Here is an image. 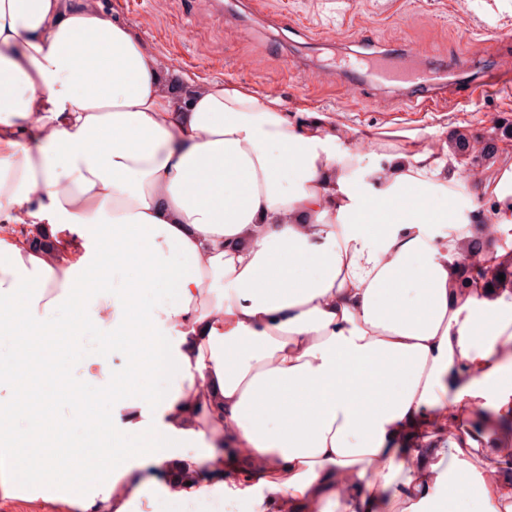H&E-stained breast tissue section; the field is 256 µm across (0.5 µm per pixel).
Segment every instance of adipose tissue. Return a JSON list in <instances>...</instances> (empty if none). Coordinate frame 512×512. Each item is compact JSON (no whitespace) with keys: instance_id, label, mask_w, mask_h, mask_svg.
Segmentation results:
<instances>
[{"instance_id":"ef3b65f1","label":"adipose tissue","mask_w":512,"mask_h":512,"mask_svg":"<svg viewBox=\"0 0 512 512\" xmlns=\"http://www.w3.org/2000/svg\"><path fill=\"white\" fill-rule=\"evenodd\" d=\"M175 76L94 0H0V391L48 403L32 337L53 329L111 392L95 448L0 404V496L69 512H512L469 426L512 420V290L457 288L477 226L437 199L429 152L359 181L330 117ZM512 229V167L475 182ZM447 226L440 234L439 226ZM111 287H95V280ZM126 353L123 370L114 350ZM381 369L368 373L370 363Z\"/></svg>"}]
</instances>
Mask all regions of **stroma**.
I'll use <instances>...</instances> for the list:
<instances>
[{"mask_svg": "<svg viewBox=\"0 0 512 512\" xmlns=\"http://www.w3.org/2000/svg\"><path fill=\"white\" fill-rule=\"evenodd\" d=\"M128 23L177 77L232 82L279 99L290 119L318 112L348 133L346 148L370 142L355 154L359 177L390 153L411 148L437 152L458 131L475 141L502 123L512 124V88L482 97L470 94L482 73L512 57V0H224L223 16L208 0H98ZM478 39L499 43V54L472 67ZM424 46L455 61L448 92L432 105L398 86L349 70L346 83L332 73L343 60L379 49ZM93 326L82 330L75 354L63 362L71 383L100 409L111 398L82 380L77 357L96 344Z\"/></svg>", "mask_w": 512, "mask_h": 512, "instance_id": "35a3bbf8", "label": "stroma"}]
</instances>
